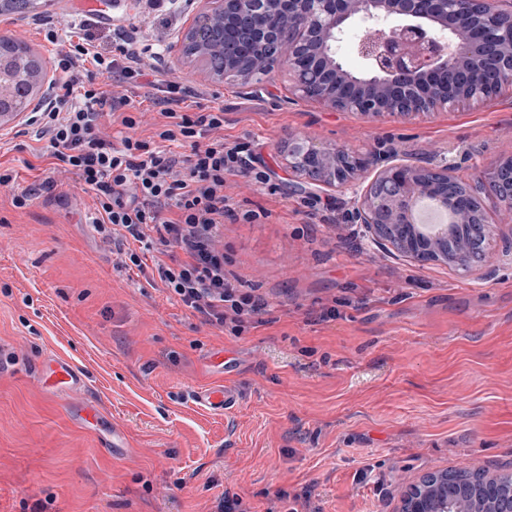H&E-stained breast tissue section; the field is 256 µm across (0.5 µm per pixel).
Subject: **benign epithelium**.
<instances>
[{
	"instance_id": "benign-epithelium-1",
	"label": "benign epithelium",
	"mask_w": 512,
	"mask_h": 512,
	"mask_svg": "<svg viewBox=\"0 0 512 512\" xmlns=\"http://www.w3.org/2000/svg\"><path fill=\"white\" fill-rule=\"evenodd\" d=\"M355 27L363 31L357 49L365 72L359 76L339 58ZM183 45L188 58L210 62L224 56V70H210L219 80L258 84L286 68L297 93L327 108L368 118L405 117L492 98L512 87V0H204ZM28 107L24 85L9 94L0 91V113L22 114ZM288 167L332 189L374 172L355 215L383 245L390 241L377 225L409 224L412 198L435 195L456 217L440 244L448 249L451 268L467 273L471 255L461 235L488 230L487 220L468 210L469 202L497 196L512 160L466 185L459 201L433 193L426 180L432 169L417 162L383 164L340 147L322 148L309 137L289 143ZM443 481L444 473L436 471L410 483L400 512H434ZM448 498L455 512H512V481L484 474L477 484L450 483Z\"/></svg>"
}]
</instances>
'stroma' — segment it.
<instances>
[{
	"label": "stroma",
	"instance_id": "obj_1",
	"mask_svg": "<svg viewBox=\"0 0 512 512\" xmlns=\"http://www.w3.org/2000/svg\"><path fill=\"white\" fill-rule=\"evenodd\" d=\"M106 2L108 24L83 0H32L0 16V37L49 66L78 25L103 48L117 25L163 35L162 79L204 105L220 97L225 141L248 143L271 176L229 179L223 237L230 272L267 306L235 336L115 267L72 176L24 209L0 192V512H217L227 496L249 512H398L406 484L432 470L512 472V223L498 201L482 200L491 261L460 273L378 246L354 214L367 180L330 189L287 164L289 139L308 136L362 158L452 164L473 182L512 157V87L368 119L295 94L284 70L255 86L209 80L181 57L200 0L174 18ZM41 148L0 127V166L18 189L45 179ZM248 210L260 219L243 220ZM55 354L85 370V390L44 393L37 367ZM218 382L235 408L198 411L196 393ZM92 402L106 424L85 423Z\"/></svg>",
	"mask_w": 512,
	"mask_h": 512
}]
</instances>
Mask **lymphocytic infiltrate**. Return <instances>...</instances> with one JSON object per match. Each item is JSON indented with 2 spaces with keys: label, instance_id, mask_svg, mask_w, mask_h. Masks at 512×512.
<instances>
[{
  "label": "lymphocytic infiltrate",
  "instance_id": "f902f5d3",
  "mask_svg": "<svg viewBox=\"0 0 512 512\" xmlns=\"http://www.w3.org/2000/svg\"><path fill=\"white\" fill-rule=\"evenodd\" d=\"M161 44L134 38L115 27L108 50H98L91 32L60 54V78L44 104L27 118L46 143L53 174L39 187L13 195L27 207L50 190L58 173L74 175L94 205L92 224L103 244L113 246L118 266L143 268L147 254L181 250L182 258L156 264L159 282L201 322L233 335L255 326L263 297L242 290L226 270L219 231L231 214L226 194L232 176L254 175V155L245 144L224 140L223 106L184 110L188 86L159 79ZM112 81L115 92L104 90ZM143 90L159 109L151 136H138L139 108L121 86ZM120 124L118 135L107 122Z\"/></svg>",
  "mask_w": 512,
  "mask_h": 512
}]
</instances>
